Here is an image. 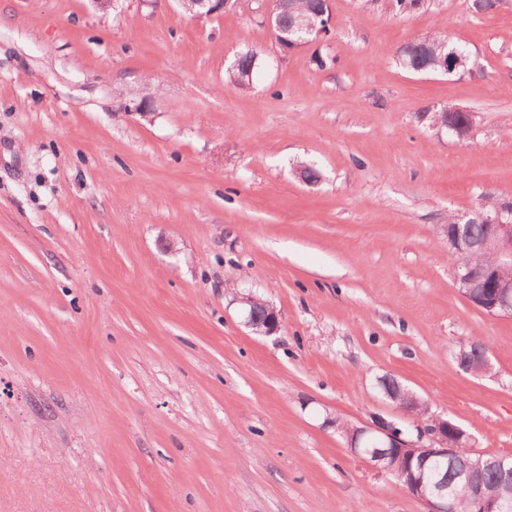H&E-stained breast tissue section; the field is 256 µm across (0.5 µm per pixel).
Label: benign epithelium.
<instances>
[{"label":"benign epithelium","mask_w":512,"mask_h":512,"mask_svg":"<svg viewBox=\"0 0 512 512\" xmlns=\"http://www.w3.org/2000/svg\"><path fill=\"white\" fill-rule=\"evenodd\" d=\"M318 17L320 26L302 23L299 30L313 35L315 41L330 39L333 30L330 2H322ZM471 124L470 114L459 109L438 113L436 125L449 128L459 136L465 135ZM479 221L489 228L488 235L473 241L462 233V226ZM454 232L448 234V245L461 258L453 275L463 296L471 304L492 316L512 318V206L497 205L491 210L460 216L452 222ZM493 256L495 265L476 267L466 258L476 255ZM236 300L245 308V324L257 333L272 335L281 329L280 315L269 302L252 293H236ZM261 306L263 316L255 314ZM457 362L469 372L479 373L490 366L488 352L481 354L478 365L469 360L466 348L456 354ZM343 433L350 453L363 459L379 474L394 477L403 489L426 505V512H457L459 492L448 486V480L435 479L428 471L437 459L453 456L455 448L448 444V430L464 438L466 434L457 425L448 426V420L432 414L427 420L416 419V435L406 436L395 423L377 417L370 425L353 426L336 423ZM501 464L483 454L464 459L458 466L462 492L470 499L473 512H512V484L497 496L490 498L483 488L485 468Z\"/></svg>","instance_id":"1"}]
</instances>
